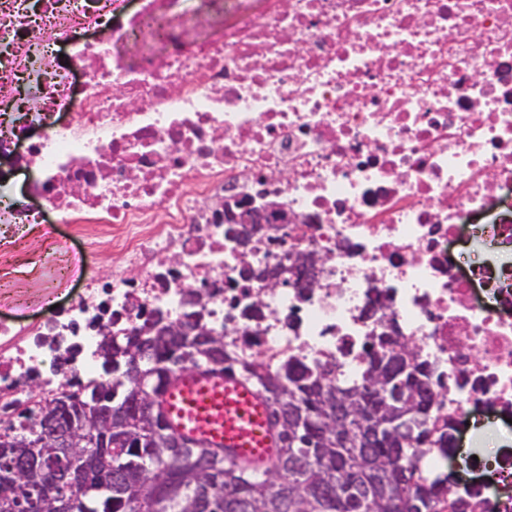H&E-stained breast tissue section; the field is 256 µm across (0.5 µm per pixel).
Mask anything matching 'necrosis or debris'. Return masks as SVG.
Wrapping results in <instances>:
<instances>
[{"label":"necrosis or debris","instance_id":"obj_1","mask_svg":"<svg viewBox=\"0 0 512 512\" xmlns=\"http://www.w3.org/2000/svg\"><path fill=\"white\" fill-rule=\"evenodd\" d=\"M1 160L0 431L192 289L240 364L353 380L386 334L433 433L512 418V0H0ZM413 462L434 512H512V448ZM264 214L258 210L245 209L238 213L225 212L224 222L226 224H243L236 234L238 246L245 250L250 237L257 228V224L264 223ZM295 269L297 270V274L291 281L293 288H306L308 291L310 288H314L316 286L319 276L315 261L302 259L299 261Z\"/></svg>","mask_w":512,"mask_h":512}]
</instances>
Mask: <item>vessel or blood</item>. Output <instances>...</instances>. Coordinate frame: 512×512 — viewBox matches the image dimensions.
Returning <instances> with one entry per match:
<instances>
[{"label": "vessel or blood", "instance_id": "obj_1", "mask_svg": "<svg viewBox=\"0 0 512 512\" xmlns=\"http://www.w3.org/2000/svg\"><path fill=\"white\" fill-rule=\"evenodd\" d=\"M154 404L171 432L238 466L263 473L278 456L280 436L267 398L234 372L180 371Z\"/></svg>", "mask_w": 512, "mask_h": 512}]
</instances>
